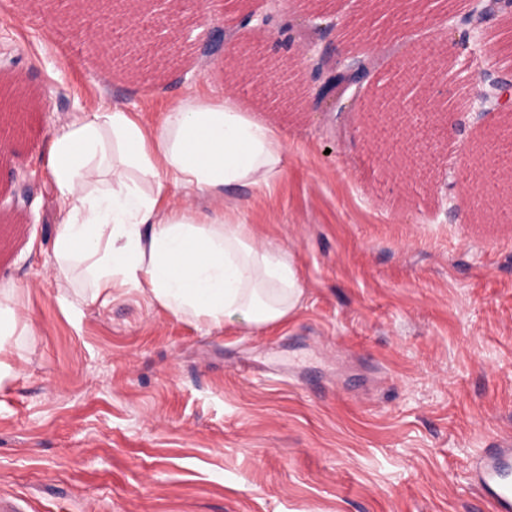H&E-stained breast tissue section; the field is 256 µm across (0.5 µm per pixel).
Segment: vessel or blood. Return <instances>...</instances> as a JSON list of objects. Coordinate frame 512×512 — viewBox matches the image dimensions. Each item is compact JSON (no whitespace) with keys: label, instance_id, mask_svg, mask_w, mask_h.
<instances>
[{"label":"vessel or blood","instance_id":"obj_1","mask_svg":"<svg viewBox=\"0 0 512 512\" xmlns=\"http://www.w3.org/2000/svg\"><path fill=\"white\" fill-rule=\"evenodd\" d=\"M469 477L495 512H512V435L495 436L491 447L479 449Z\"/></svg>","mask_w":512,"mask_h":512}]
</instances>
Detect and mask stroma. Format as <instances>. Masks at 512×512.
Wrapping results in <instances>:
<instances>
[{
    "mask_svg": "<svg viewBox=\"0 0 512 512\" xmlns=\"http://www.w3.org/2000/svg\"><path fill=\"white\" fill-rule=\"evenodd\" d=\"M213 0L173 65L127 49L101 53L66 18L70 0H0V85L38 102L0 158V303L16 327L0 348V500L23 512H494L466 478L472 454L512 433V186L485 165L458 179L467 148L500 129L486 104L465 114L443 153L409 158L355 134L358 113L388 112L397 64L432 48L407 100L458 108L479 70L512 73L504 35L466 42L447 26L393 25L400 0L368 19L357 44L373 79L335 108L303 115L254 93L233 58L209 54L214 30L288 58L295 42L241 33L244 8ZM237 89L288 141L284 176L240 191L259 246L290 251L305 290L287 321L206 331L136 292L102 306L76 279L58 290L52 244L62 202L47 171L50 135L98 99L156 120L168 102Z\"/></svg>",
    "mask_w": 512,
    "mask_h": 512,
    "instance_id": "35a3bbf8",
    "label": "stroma"
}]
</instances>
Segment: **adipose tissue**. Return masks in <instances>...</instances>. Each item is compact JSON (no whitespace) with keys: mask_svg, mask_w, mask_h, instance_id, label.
Instances as JSON below:
<instances>
[{"mask_svg":"<svg viewBox=\"0 0 512 512\" xmlns=\"http://www.w3.org/2000/svg\"><path fill=\"white\" fill-rule=\"evenodd\" d=\"M287 151L233 92L175 98L157 126L116 104L80 108L47 150L59 287L82 275L103 305L131 288L209 331L286 320L304 296L292 255L255 246L224 199L270 186Z\"/></svg>","mask_w":512,"mask_h":512,"instance_id":"obj_1","label":"adipose tissue"}]
</instances>
